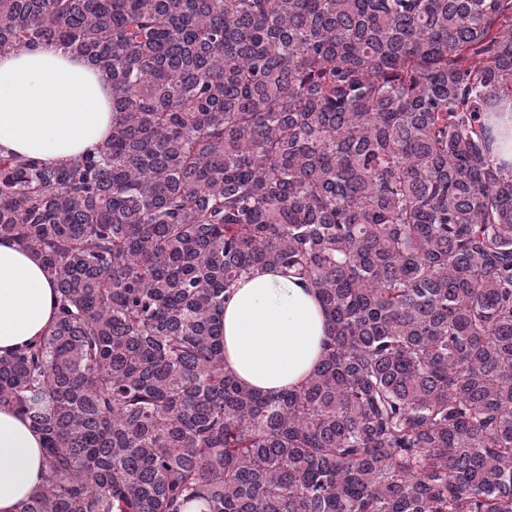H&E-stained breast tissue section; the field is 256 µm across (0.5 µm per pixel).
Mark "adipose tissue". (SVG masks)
I'll return each mask as SVG.
<instances>
[{
  "instance_id": "1",
  "label": "adipose tissue",
  "mask_w": 512,
  "mask_h": 512,
  "mask_svg": "<svg viewBox=\"0 0 512 512\" xmlns=\"http://www.w3.org/2000/svg\"><path fill=\"white\" fill-rule=\"evenodd\" d=\"M112 86L51 45L0 56V154L62 166L112 134ZM56 291L40 258L0 239V355L39 340L56 320ZM224 365L266 395L300 385L321 359L330 324L315 289L262 267L224 302ZM43 438L23 415L0 409V512H21L44 486Z\"/></svg>"
}]
</instances>
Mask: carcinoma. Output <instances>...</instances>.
Wrapping results in <instances>:
<instances>
[{"label": "carcinoma", "mask_w": 512, "mask_h": 512, "mask_svg": "<svg viewBox=\"0 0 512 512\" xmlns=\"http://www.w3.org/2000/svg\"><path fill=\"white\" fill-rule=\"evenodd\" d=\"M42 44L112 135L0 155L58 307L0 357L46 441L22 512H512V0H0V55ZM255 266L330 320L275 397L224 369Z\"/></svg>", "instance_id": "1"}]
</instances>
